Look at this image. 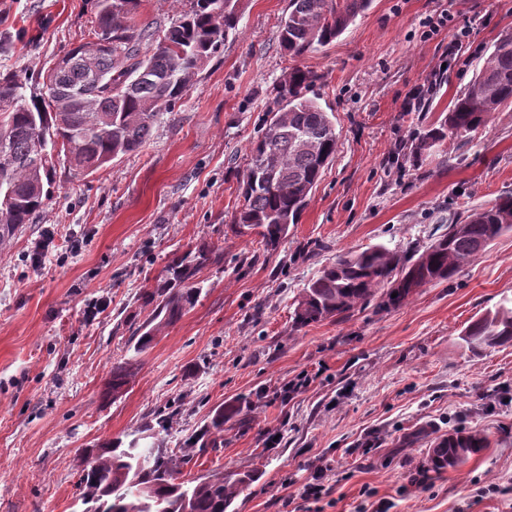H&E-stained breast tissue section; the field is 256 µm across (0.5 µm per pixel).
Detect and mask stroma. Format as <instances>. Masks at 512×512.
<instances>
[{
  "label": "stroma",
  "instance_id": "obj_1",
  "mask_svg": "<svg viewBox=\"0 0 512 512\" xmlns=\"http://www.w3.org/2000/svg\"><path fill=\"white\" fill-rule=\"evenodd\" d=\"M287 10L288 0H241L236 35L150 140L90 176L57 163L35 222L0 254V512H82L83 448L129 440L160 414L174 421L158 441L189 455L183 473L253 475L236 512H294L321 466L318 512H512V346L474 354L461 340L512 297V233L405 306L291 328L295 299L337 255L425 246L437 225L512 193V107L465 144L395 160L423 119L403 111L408 92L441 76L432 112L446 109L512 33V0H372L336 41L297 59L278 40ZM94 18L92 0H0V34L37 37L0 55V72L40 95L38 72L84 42ZM295 65L315 74L308 94L334 114L339 145L299 223L267 253L232 219L246 152ZM204 242L223 263L201 270L195 303L135 353L139 293ZM133 356V382L107 395L113 364ZM220 407L223 442L187 447ZM456 427L482 430L488 448L428 475L431 442ZM419 429L425 439L407 445Z\"/></svg>",
  "mask_w": 512,
  "mask_h": 512
}]
</instances>
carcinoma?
Listing matches in <instances>:
<instances>
[{
	"instance_id": "obj_1",
	"label": "carcinoma",
	"mask_w": 512,
	"mask_h": 512,
	"mask_svg": "<svg viewBox=\"0 0 512 512\" xmlns=\"http://www.w3.org/2000/svg\"><path fill=\"white\" fill-rule=\"evenodd\" d=\"M240 0H189V8L164 28L141 27L142 0H94L91 41L71 50L75 64L59 80L52 71L42 84L57 83L31 102L26 83L11 71L0 73V254L34 223L50 194L55 162L64 159L77 175H93L112 161L138 151L150 138L160 112L182 99L192 77L224 51L235 35ZM370 0H289L279 24L285 54L299 58L336 40ZM112 43V52L95 54L93 40ZM154 43L140 52L143 41ZM315 75L299 67L283 74L276 91V110L263 134L251 143L243 181L244 204L234 227L259 237L264 250L288 237L336 155L338 134L332 113L307 96ZM512 104V34L499 39L467 88L438 118L421 126L402 147L416 162L447 141L465 140ZM53 138L40 154L38 133ZM512 232V194L471 210L445 225L444 231L411 252L377 244L346 252L325 266L295 301L293 323L302 328L347 316L371 301L379 306L406 304L417 289L452 279L497 238ZM223 253L206 244L173 255L166 276L140 295L146 318L137 327L134 352L142 353L162 331L192 306L200 287L196 275L219 264ZM467 348L477 353L512 344V299L472 321L462 332ZM138 369L135 359L112 366L108 386L118 394ZM224 433V410L204 425L201 435ZM199 435V436H201ZM194 436V439H199ZM488 445L479 429L457 428L433 442L431 469H457ZM86 465L77 487L90 512H235V500L252 476L213 473L184 479L185 460L160 445L133 439L98 442L86 449Z\"/></svg>"
}]
</instances>
